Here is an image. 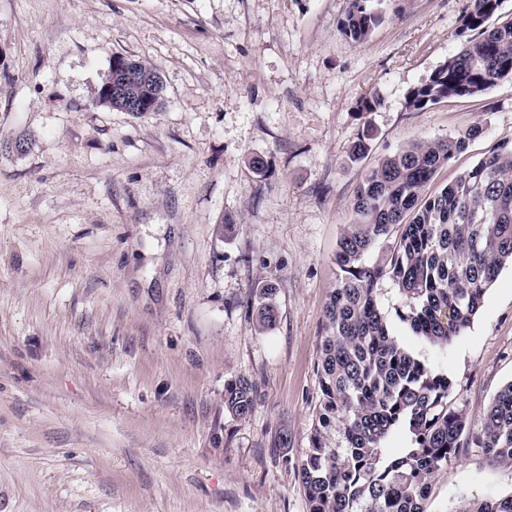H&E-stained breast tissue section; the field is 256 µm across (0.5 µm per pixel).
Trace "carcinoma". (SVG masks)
Wrapping results in <instances>:
<instances>
[{
    "instance_id": "cac0c4a2",
    "label": "carcinoma",
    "mask_w": 512,
    "mask_h": 512,
    "mask_svg": "<svg viewBox=\"0 0 512 512\" xmlns=\"http://www.w3.org/2000/svg\"><path fill=\"white\" fill-rule=\"evenodd\" d=\"M369 2L351 0L341 23V32L358 43L383 20ZM501 4L472 0L461 28L470 37L409 92L408 107L481 95L512 78V20L489 24ZM164 91L159 80L131 84L127 94L153 112ZM93 101L124 108L102 87ZM482 132L473 125L398 151L371 169L354 195L356 221L344 229L335 254L340 275L326 304L318 409L301 464L309 512H426L432 482L464 448H483L512 465V382L472 432L466 413L454 406L448 375L400 345L377 301L379 285L392 282L403 299L399 320L443 353L470 327L501 268L512 263V142L425 194L438 170ZM370 140L364 132L349 160H361ZM272 295L271 287L257 294L263 328L275 321ZM256 400V383L246 375L224 387V407L234 416L250 415ZM394 433L407 438L398 455L385 448ZM451 512H512V495L464 500Z\"/></svg>"
}]
</instances>
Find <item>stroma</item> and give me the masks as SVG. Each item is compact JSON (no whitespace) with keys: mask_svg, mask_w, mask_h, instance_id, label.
<instances>
[{"mask_svg":"<svg viewBox=\"0 0 512 512\" xmlns=\"http://www.w3.org/2000/svg\"><path fill=\"white\" fill-rule=\"evenodd\" d=\"M469 5L380 0L358 43L340 30L349 0H0V512H308L299 465L357 186L386 156L483 126L432 194L512 140L511 79L406 105L457 52ZM117 55L160 74L156 111L93 103ZM378 296L480 424L512 382V266L442 354L398 319L397 288ZM241 375L258 390L245 418L224 409ZM511 494L512 466L466 448L426 508ZM274 288H261L257 294V319L262 328L272 325L275 321V306L272 302Z\"/></svg>","mask_w":512,"mask_h":512,"instance_id":"35a3bbf8","label":"stroma"}]
</instances>
